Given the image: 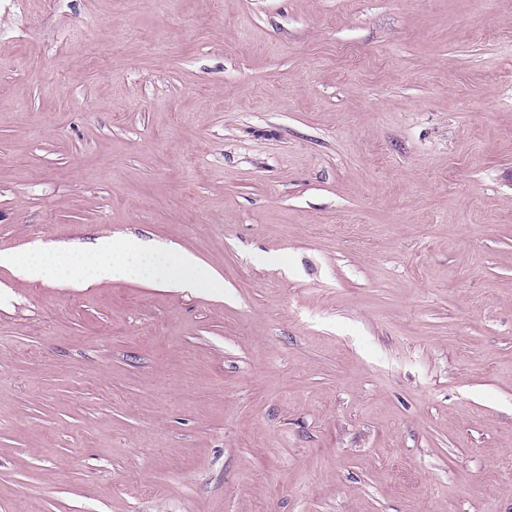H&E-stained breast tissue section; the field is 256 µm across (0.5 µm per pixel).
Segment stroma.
<instances>
[{"label": "stroma", "mask_w": 512, "mask_h": 512, "mask_svg": "<svg viewBox=\"0 0 512 512\" xmlns=\"http://www.w3.org/2000/svg\"><path fill=\"white\" fill-rule=\"evenodd\" d=\"M0 512H512V0H0ZM21 268L29 280L75 287L124 278L160 288L217 290L224 282L193 253L135 238L102 236L90 251L33 246L22 258L0 252V266Z\"/></svg>", "instance_id": "35a3bbf8"}]
</instances>
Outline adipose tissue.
Masks as SVG:
<instances>
[{"label":"adipose tissue","mask_w":512,"mask_h":512,"mask_svg":"<svg viewBox=\"0 0 512 512\" xmlns=\"http://www.w3.org/2000/svg\"><path fill=\"white\" fill-rule=\"evenodd\" d=\"M19 266L23 276L83 287L124 278L160 288L217 290L223 281L193 253L135 238L100 237L92 250L33 246L24 256L0 252V266Z\"/></svg>","instance_id":"1"}]
</instances>
